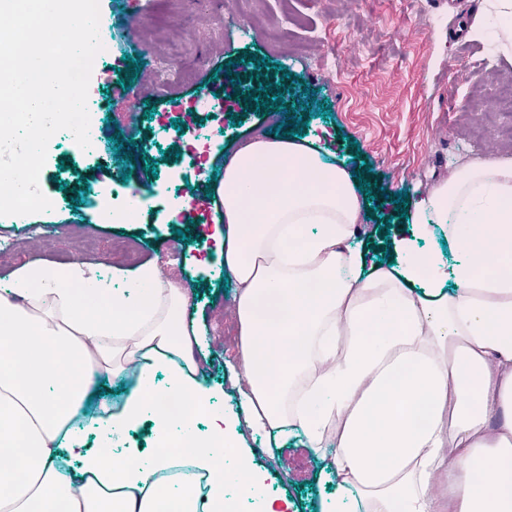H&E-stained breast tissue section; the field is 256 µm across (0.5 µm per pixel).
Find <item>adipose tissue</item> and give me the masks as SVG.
<instances>
[{
    "label": "adipose tissue",
    "instance_id": "adipose-tissue-1",
    "mask_svg": "<svg viewBox=\"0 0 512 512\" xmlns=\"http://www.w3.org/2000/svg\"><path fill=\"white\" fill-rule=\"evenodd\" d=\"M472 37L512 54V0ZM316 140L257 138L224 163V272L235 289L240 418L195 357L203 328L157 262L102 271L30 259L0 289V512H224V492L284 512L239 458L329 457L355 512H512V158L469 161L417 199L393 264H368L357 184ZM446 225L447 249L422 248ZM132 379L96 398L101 371ZM178 398L188 413L158 411ZM208 425L197 430L194 418ZM150 419L171 451L88 448Z\"/></svg>",
    "mask_w": 512,
    "mask_h": 512
}]
</instances>
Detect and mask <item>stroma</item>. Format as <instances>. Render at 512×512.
I'll return each mask as SVG.
<instances>
[{
	"label": "stroma",
	"mask_w": 512,
	"mask_h": 512,
	"mask_svg": "<svg viewBox=\"0 0 512 512\" xmlns=\"http://www.w3.org/2000/svg\"><path fill=\"white\" fill-rule=\"evenodd\" d=\"M98 3L99 39L108 53L88 85L96 146L79 150L69 138L51 139L42 169L51 210L29 215L24 224L0 218V237L58 265L124 266L110 249L115 242L135 252L138 262L158 259L185 291L187 319L208 328L206 385L227 416L237 410V326L224 258L212 236L217 213L208 187L224 174L227 147L275 130L278 111L273 104L262 112L190 111L200 92L232 99L224 75L245 68L272 88L287 87L288 109L307 104L303 137L328 133L333 163L375 186L360 224L370 262L386 256L391 231L406 227L394 193L414 201L474 158H512V112L494 108L495 101L512 98V61L492 57L481 41L452 39L461 22L477 14V0H134L128 9L121 0ZM140 10L147 11L146 22L135 21ZM235 21L252 26V33L225 32ZM129 54L144 63L171 61L180 76L162 86L125 69L120 77L130 88L111 95L106 72ZM176 118L223 133L206 151L200 174L187 182L196 209L182 220L161 208L187 144L171 126ZM121 144L127 147L122 155ZM150 160L151 173L145 170ZM79 178L89 189L119 182L127 192H149L150 206L134 224L89 223V194L74 201L61 189ZM180 229L191 242L176 257L167 245ZM241 454L262 475L266 494L287 500L288 512H336V483L307 449L269 448L250 434Z\"/></svg>",
	"instance_id": "stroma-1"
}]
</instances>
